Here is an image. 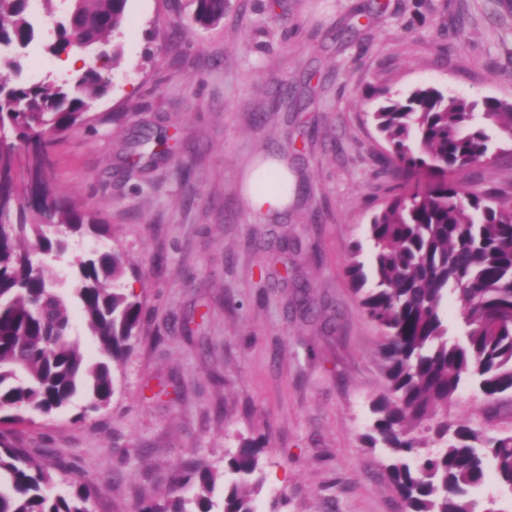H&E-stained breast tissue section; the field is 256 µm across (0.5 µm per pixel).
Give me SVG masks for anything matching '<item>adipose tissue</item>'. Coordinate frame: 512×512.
Masks as SVG:
<instances>
[{
  "label": "adipose tissue",
  "mask_w": 512,
  "mask_h": 512,
  "mask_svg": "<svg viewBox=\"0 0 512 512\" xmlns=\"http://www.w3.org/2000/svg\"><path fill=\"white\" fill-rule=\"evenodd\" d=\"M292 185L287 166L272 159L247 168L242 193L253 213L270 216L287 209Z\"/></svg>",
  "instance_id": "1"
}]
</instances>
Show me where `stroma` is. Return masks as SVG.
Here are the masks:
<instances>
[{
	"instance_id": "35a3bbf8",
	"label": "stroma",
	"mask_w": 512,
	"mask_h": 512,
	"mask_svg": "<svg viewBox=\"0 0 512 512\" xmlns=\"http://www.w3.org/2000/svg\"><path fill=\"white\" fill-rule=\"evenodd\" d=\"M189 14L188 0H128L110 90L91 125L57 143L51 171L109 227L72 238L70 256L124 253L142 333L106 409L76 420L80 395L13 424L12 438L76 474L116 472L90 512H136L176 467L223 470L247 441L262 447L259 512H400L380 451L361 441L384 378L379 331L347 275L354 244L370 262V216L392 185L370 114L420 85L512 99V0H229L207 29ZM53 27L41 20L40 64L21 58L23 79L72 78L46 49ZM147 127L167 131L171 152L129 170L127 145ZM268 156L287 162L295 189L284 213L262 218L241 182ZM456 179L512 193V155ZM280 236L294 245L285 257L271 247ZM289 267L315 315L293 308ZM448 417L507 431L512 400L467 387Z\"/></svg>"
}]
</instances>
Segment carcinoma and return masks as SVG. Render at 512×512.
Returning a JSON list of instances; mask_svg holds the SVG:
<instances>
[{"label":"carcinoma","mask_w":512,"mask_h":512,"mask_svg":"<svg viewBox=\"0 0 512 512\" xmlns=\"http://www.w3.org/2000/svg\"><path fill=\"white\" fill-rule=\"evenodd\" d=\"M128 0H71L56 22V55L67 48L92 54L72 82L13 83L0 77V512H90L97 482L78 478L68 495L52 492L55 469L13 442L14 411L49 415L79 392L84 411L107 406L114 371L141 335L144 302L124 283L127 260L112 247L77 257L70 297L55 289L45 256H60L67 240L88 228L107 234L101 214L54 186L51 148L92 121L87 109L104 96L102 70L120 64L114 43L127 21ZM202 27L224 19L228 0H190ZM29 0H0V48L22 49L36 37ZM385 143L379 161L396 187L369 224L372 277L355 260L348 274L361 308L380 332L385 391L373 398L366 447L388 451L383 468L403 512H473L471 489L488 472L512 488V432L495 435L448 421L469 384L484 399L512 395V194L470 191L453 175L498 159L512 142V100H469L430 85L407 96L390 94L371 114ZM162 129L140 131L133 163L164 157ZM463 312L462 334L448 335V299ZM77 308L100 357L71 339ZM236 475L184 465L163 501L144 500L137 512H187L181 489L194 488L198 512H213L224 483L221 512H257L261 469L257 446L245 443L226 461Z\"/></svg>","instance_id":"cac0c4a2"}]
</instances>
